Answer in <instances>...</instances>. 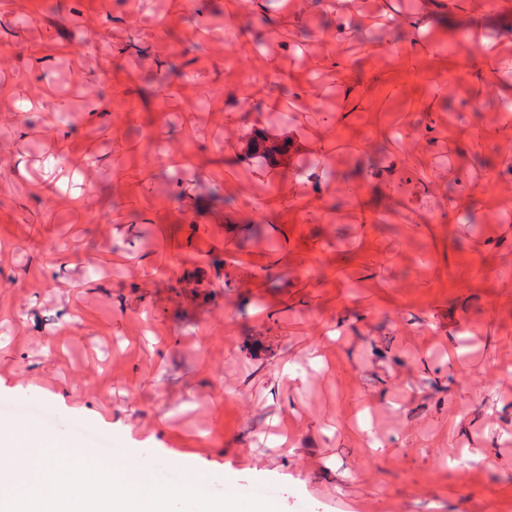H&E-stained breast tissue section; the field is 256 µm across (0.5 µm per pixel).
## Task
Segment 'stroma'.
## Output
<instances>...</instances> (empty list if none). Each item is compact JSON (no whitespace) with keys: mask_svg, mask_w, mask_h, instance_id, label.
<instances>
[{"mask_svg":"<svg viewBox=\"0 0 512 512\" xmlns=\"http://www.w3.org/2000/svg\"><path fill=\"white\" fill-rule=\"evenodd\" d=\"M235 13L0 8V426L280 512H512V0Z\"/></svg>","mask_w":512,"mask_h":512,"instance_id":"obj_1","label":"stroma"}]
</instances>
